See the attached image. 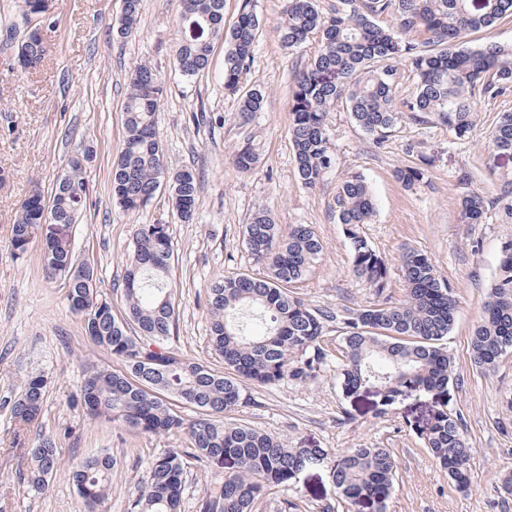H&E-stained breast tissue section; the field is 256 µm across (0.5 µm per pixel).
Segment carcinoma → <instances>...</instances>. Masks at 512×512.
Listing matches in <instances>:
<instances>
[{
  "mask_svg": "<svg viewBox=\"0 0 512 512\" xmlns=\"http://www.w3.org/2000/svg\"><path fill=\"white\" fill-rule=\"evenodd\" d=\"M141 0H123L117 33L132 34L139 23ZM20 18L31 25L15 41L22 72L36 69L46 56L41 0H19ZM391 18L384 27L380 18ZM512 18V0H336L323 10L318 0H286L281 43L297 51L313 36L320 45L293 79L289 91L290 135L298 178L314 190L336 167L330 112L343 107L355 124L382 143L404 118L417 124L437 120L454 139L469 138L476 125V100L512 95V44L490 41L467 47L464 38L489 32ZM177 62L191 80L204 71L215 43L224 51V89L240 98L245 117L264 102L259 86L244 89L243 75L260 34L254 0H241L238 17L224 26V0H181L177 17ZM414 78L402 99L396 90L402 71ZM164 88L146 64L134 67L123 103L125 139L112 163V203L127 213L140 211L162 189L182 221L194 217L198 193L195 173L170 170L156 131ZM492 149L512 155V111L498 114ZM400 166L395 178L412 189L426 178L427 157ZM93 146L79 141L71 150L50 203L36 188L22 201L12 227L11 247L22 260L32 242L43 238V266L50 279H61L69 307L84 321L93 345L121 367L92 365L79 403L90 419L120 423L144 434H185L188 450L154 459L149 482L136 499L138 512H178L188 459L224 469V481L202 501L201 512H253L266 493L286 485L304 468L325 464L347 512L361 504L386 512L396 481L395 459L379 446L360 445L337 455L323 448H290L282 437L235 417L251 400L248 389L272 387L286 380L304 384L328 363L323 338L332 325L341 329L342 351L336 381L345 398L377 388L380 412L412 395L435 398L430 425L420 430L429 454L459 488L471 483L475 449L463 418L450 407L457 385L455 362L446 341L456 319L453 288L431 259L415 249L400 255L403 295L389 291L388 262L360 232L376 214V200L365 176L352 174L337 186L330 210L349 242L354 276L365 282L371 298L353 308L333 310L310 305L298 296L323 254V242L309 224L280 234L266 211L244 225L247 251L264 275L229 274L207 287L210 341L224 360L218 372L188 360L166 346L174 335L178 302L170 272L174 251L168 233L154 224H138L123 277V314L99 291L95 265L75 256L67 232L76 223L89 186ZM256 155L244 147L233 156L236 170L252 172ZM462 188L458 209L463 224H484L496 216L512 224V177L500 178L493 192L473 187L475 174L458 172ZM498 275L483 305V318L470 337V359L483 372L495 370L512 352V239L501 243ZM47 380L31 373L11 408L17 432L39 419ZM199 410L189 419L181 405ZM28 482L43 487L61 467L54 439L43 436L25 449ZM113 459L91 454L69 469L80 497L90 506L106 498Z\"/></svg>",
  "mask_w": 512,
  "mask_h": 512,
  "instance_id": "cac0c4a2",
  "label": "carcinoma"
}]
</instances>
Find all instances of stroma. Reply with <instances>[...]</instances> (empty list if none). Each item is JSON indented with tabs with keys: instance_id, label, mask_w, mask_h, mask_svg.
Returning a JSON list of instances; mask_svg holds the SVG:
<instances>
[{
	"instance_id": "obj_1",
	"label": "stroma",
	"mask_w": 512,
	"mask_h": 512,
	"mask_svg": "<svg viewBox=\"0 0 512 512\" xmlns=\"http://www.w3.org/2000/svg\"><path fill=\"white\" fill-rule=\"evenodd\" d=\"M180 5V0H142L137 32L122 38L115 32L122 0H53L43 26L46 59L36 72L17 77L10 72L14 51L5 37L17 20L14 0H0V170L6 175L0 183V512H87L67 469L93 453L113 458L103 512H137L134 502L148 483L152 460L188 445L180 434H141L85 417L74 400L87 366L115 369L119 363L91 343L60 281L45 278L41 241H33L21 261L11 249L18 205L33 186L52 191L73 144L81 140L93 144L96 154L83 212L69 228L77 257L95 263L103 293L119 301L136 225H166L175 255L171 279L180 300L169 346L217 371L224 362L209 341L206 286L227 273H261L242 242L243 226L258 211H269L280 232L309 224L323 240L321 260L298 288L311 305L333 308L366 301L369 289L354 277L343 227L329 210L338 183L348 173L363 174L377 211L360 230L391 264L392 296L403 294L399 256L407 248L427 254L455 291L457 314L448 351L459 379L453 405L464 416L475 450L470 487L456 488L415 432L434 410L425 395L408 397L380 416L374 393L344 398L329 367L303 385L286 381L255 390L238 416L296 448L334 453L360 445L390 449L398 480L387 512H512V497L497 491L499 478L512 472V409L503 404L512 390V356L484 373L472 366L469 348L496 276L500 246L512 238V224L494 219L460 223L455 180L459 170L468 168L478 174V187L489 190L497 175L512 174V156L494 154L490 145L497 115L512 110V101L478 100L469 139L454 140L434 122L405 120L380 145L346 109H336L330 114L336 167L320 187L309 190L301 185L294 163L288 99L294 72L314 49L283 47L279 27L285 0H255L260 39L243 82L261 86L265 100L245 119L237 96L224 89L223 43H215L204 72L190 80L181 76L176 61ZM142 62L165 84L157 114L165 160L169 168L192 169L198 179L196 211L187 223L177 218L165 192L136 214L112 204V162L125 137L122 106L130 73ZM411 144L427 155L429 165L425 184L408 190L393 172L417 163L419 154L407 150ZM245 145L257 156L248 174L239 173L232 162L233 152ZM31 372L47 379L39 429L55 439L65 465L41 489L27 483V459L12 446L11 407ZM223 479L222 471L189 467L181 512H200L207 491ZM290 502L295 512H343L323 465L305 468L260 500L255 512H285Z\"/></svg>"
}]
</instances>
